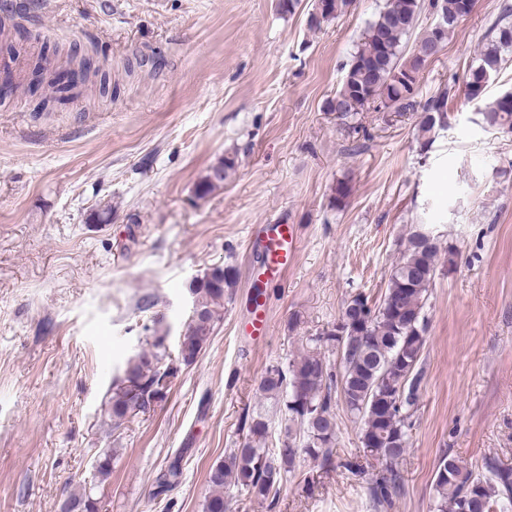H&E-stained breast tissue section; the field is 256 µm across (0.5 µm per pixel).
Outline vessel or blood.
<instances>
[{"label": "vessel or blood", "instance_id": "vessel-or-blood-1", "mask_svg": "<svg viewBox=\"0 0 512 512\" xmlns=\"http://www.w3.org/2000/svg\"><path fill=\"white\" fill-rule=\"evenodd\" d=\"M249 247L255 263L267 279L278 280L296 262L299 251L298 229L284 219L264 225L258 235L251 238ZM269 330L268 307L261 300L252 306L244 331L248 336L261 340L268 336Z\"/></svg>", "mask_w": 512, "mask_h": 512}]
</instances>
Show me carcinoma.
<instances>
[{
  "instance_id": "carcinoma-1",
  "label": "carcinoma",
  "mask_w": 512,
  "mask_h": 512,
  "mask_svg": "<svg viewBox=\"0 0 512 512\" xmlns=\"http://www.w3.org/2000/svg\"><path fill=\"white\" fill-rule=\"evenodd\" d=\"M354 0H322L323 8L308 15V26L319 29L344 13ZM464 0H384L368 22L356 50L344 66L336 93L325 102V111L347 119L370 104L381 101L397 112L419 114L418 140L422 148L432 145L438 132L448 126V99L453 86L447 84L421 98L415 75L446 45L449 31L465 17ZM438 11L448 19V30L425 29L414 33L420 15ZM498 14L485 33L476 64L468 69L466 100L483 103L481 123L490 128L512 130V92L491 101L487 89L501 70L512 62V3L501 0ZM416 34L410 55L403 54V40ZM413 75L411 86L399 77ZM72 80L55 70L49 78L48 101L60 100ZM239 167V150L224 157L199 178L194 195L205 200L224 188ZM353 186L349 178L331 187L329 206L346 207ZM438 238L428 225L417 224L402 243L380 300L371 302L359 291L344 305L367 303L365 315L350 324L334 325L308 338L306 348L286 363L269 365L260 381L261 391L278 399L288 417L284 432L268 446L269 423L258 414L243 417L247 436L239 447L213 463L206 475L211 489L204 512H231L224 490L236 487L276 508L281 486L295 474L298 459L306 455L321 468L339 466L347 473L365 474L351 460L336 462L334 448L338 430L336 409L360 423L359 442L365 455L382 464L368 478L372 507L390 508L403 488L399 464L406 453L414 407L419 399L421 358L427 343V304L436 277L445 265ZM237 281L232 265H215L188 283L194 311L182 323L176 354L169 352V330L162 313L153 314L143 325L149 336L146 346L130 357L121 375L112 383L108 413L113 427L121 428L164 402L172 390L178 366L196 363L221 320L225 289ZM345 336L349 351L333 362L326 352L336 350L337 334ZM182 477L181 457H175L158 479L156 494L170 491ZM434 512H512V466L496 458L485 460L477 472L461 460L443 455L434 474ZM63 512H96L95 500L82 493L69 497Z\"/></svg>"
}]
</instances>
